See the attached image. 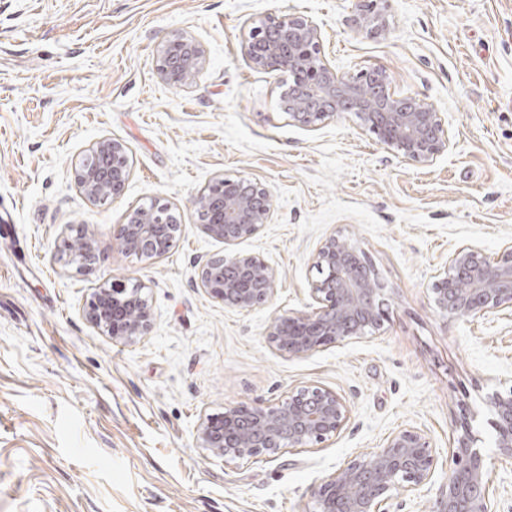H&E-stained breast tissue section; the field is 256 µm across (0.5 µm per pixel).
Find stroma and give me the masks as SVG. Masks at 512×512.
Returning a JSON list of instances; mask_svg holds the SVG:
<instances>
[{
	"mask_svg": "<svg viewBox=\"0 0 512 512\" xmlns=\"http://www.w3.org/2000/svg\"><path fill=\"white\" fill-rule=\"evenodd\" d=\"M353 0H0V512H311L310 489L393 432L419 430L431 481L389 512H429L448 451L474 416L497 512H512V464L494 460L485 405L512 387V315L445 319L432 288L448 257L512 245V0H387L389 28L355 29ZM318 22L340 73L385 69L393 89L442 112L447 154L402 161L345 112L303 127L280 107L282 75L244 41L268 15ZM183 34L204 67L175 88L157 73ZM102 139L132 172L112 203L90 201L76 165ZM256 179L273 214L235 249L277 274L264 304L224 306L200 267L233 247L194 208L218 175ZM181 236L163 257L121 250L115 225L152 203ZM90 235L95 262L63 250ZM342 232L371 261L389 317L364 337L292 357L267 331L306 311L314 255ZM142 287L151 326L133 342L88 316L100 286ZM321 386L345 397L338 436L227 461L199 448L205 416Z\"/></svg>",
	"mask_w": 512,
	"mask_h": 512,
	"instance_id": "stroma-1",
	"label": "stroma"
}]
</instances>
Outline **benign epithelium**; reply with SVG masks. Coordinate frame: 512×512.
Returning a JSON list of instances; mask_svg holds the SVG:
<instances>
[{"label":"benign epithelium","mask_w":512,"mask_h":512,"mask_svg":"<svg viewBox=\"0 0 512 512\" xmlns=\"http://www.w3.org/2000/svg\"><path fill=\"white\" fill-rule=\"evenodd\" d=\"M385 0H358L354 24L381 34L388 22ZM245 53L252 65L268 73H289L292 83L283 91L288 116L312 127L341 112L354 113L361 125L382 144L394 148L406 162L431 165L448 151V130L441 112L423 99L400 95L381 68L357 75L336 71L322 51L321 28L294 14L273 16L249 32ZM203 68L199 44L179 35L167 39L158 57V74L170 85L187 86ZM130 176L127 147L118 140L100 141L75 167V179L96 203L118 198ZM195 207L204 231L234 245L256 235L272 217L268 188L245 177H216ZM182 224L171 207L154 204L128 214L115 232L118 246L154 259L180 237ZM93 242L83 237L70 243L69 256L83 268L91 265ZM321 277L311 288L310 310L278 318L268 338L281 353L293 357L328 345L360 338L383 324L386 317L382 289L371 268L350 240L333 233L315 256ZM202 288L232 308L247 309L265 303L274 293L276 274L258 256L234 252L207 261L200 271ZM112 304L125 315L122 326L111 324L91 307L96 328L113 339L132 342L145 335L150 314L138 289L112 288ZM434 304L450 320H468L491 313H512V246L489 258L474 245L456 250L439 274ZM494 413L495 458L512 462V389L489 397ZM349 420V408L338 392L303 387L276 406L257 403L225 409L218 418L205 419L198 446L224 460L265 454L275 457L286 449L307 448L340 434ZM468 423L450 448L448 484L436 495L431 512H497L488 479L485 456L476 448ZM438 464L429 441L414 429L388 436L369 458H355L310 490L313 512H388L392 493L413 494L428 484Z\"/></svg>","instance_id":"1"}]
</instances>
